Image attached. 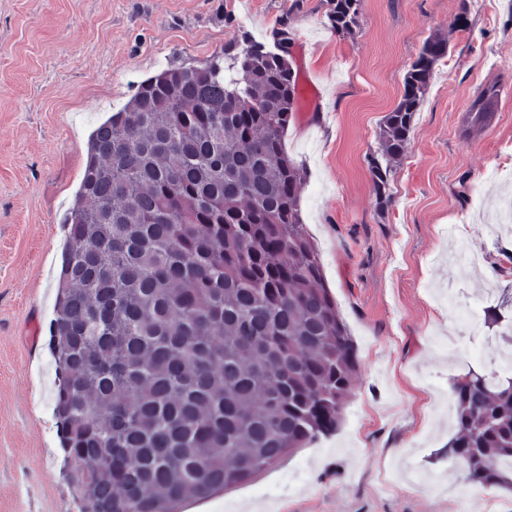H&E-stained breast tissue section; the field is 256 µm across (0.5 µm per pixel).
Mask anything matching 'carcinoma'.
<instances>
[{
	"label": "carcinoma",
	"instance_id": "obj_1",
	"mask_svg": "<svg viewBox=\"0 0 512 512\" xmlns=\"http://www.w3.org/2000/svg\"><path fill=\"white\" fill-rule=\"evenodd\" d=\"M359 0H328L338 33ZM273 48L168 67L98 125L66 224L51 352L66 456L90 512H177L336 431L357 369L302 224L284 150L298 104L288 19ZM448 43L430 36L370 160L378 205ZM487 85L461 135L486 123ZM451 449L481 488L512 489V384L453 386Z\"/></svg>",
	"mask_w": 512,
	"mask_h": 512
}]
</instances>
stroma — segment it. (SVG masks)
I'll use <instances>...</instances> for the list:
<instances>
[{
	"label": "stroma",
	"mask_w": 512,
	"mask_h": 512,
	"mask_svg": "<svg viewBox=\"0 0 512 512\" xmlns=\"http://www.w3.org/2000/svg\"><path fill=\"white\" fill-rule=\"evenodd\" d=\"M360 0L351 34L327 0H0V512H80L54 415L49 350L65 216L93 130L134 85L287 20L295 74L320 91L284 135L300 209L355 342L341 424L254 481L181 512H512L448 459L438 405L469 370L512 358V0ZM448 40L379 208V127L431 34ZM493 119L459 127L489 83Z\"/></svg>",
	"instance_id": "obj_1"
}]
</instances>
